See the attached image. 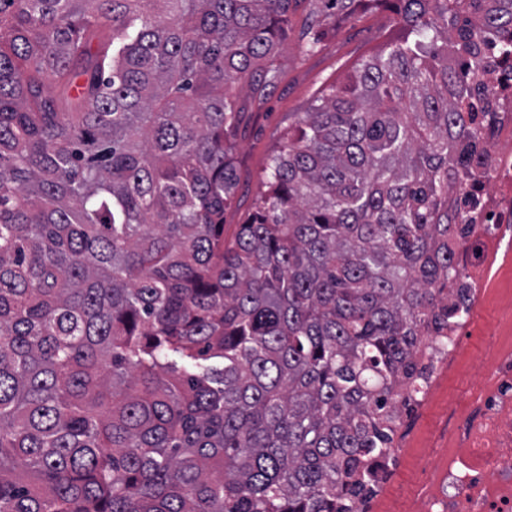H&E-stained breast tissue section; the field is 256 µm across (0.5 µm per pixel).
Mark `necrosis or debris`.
Listing matches in <instances>:
<instances>
[{"label": "necrosis or debris", "mask_w": 512, "mask_h": 512, "mask_svg": "<svg viewBox=\"0 0 512 512\" xmlns=\"http://www.w3.org/2000/svg\"><path fill=\"white\" fill-rule=\"evenodd\" d=\"M481 97L494 120L488 138V174L480 178L477 203L460 211L458 235L463 275L449 301L465 292L468 308L495 303L496 342L483 358L490 370L476 398L448 409L450 436L431 479L408 512H512V289L496 290L501 248L512 249V72L489 56ZM465 321L449 325L444 335L423 337L416 360L426 376L413 406L433 399L438 378L458 368Z\"/></svg>", "instance_id": "obj_1"}]
</instances>
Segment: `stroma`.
<instances>
[{"instance_id": "obj_1", "label": "stroma", "mask_w": 512, "mask_h": 512, "mask_svg": "<svg viewBox=\"0 0 512 512\" xmlns=\"http://www.w3.org/2000/svg\"><path fill=\"white\" fill-rule=\"evenodd\" d=\"M390 6L364 9L353 5L329 14L324 0H304L288 20L278 46L279 80L274 93L255 105L252 122L237 141L234 162L240 184L233 203L224 211V236L232 238L252 213L261 188L267 159L283 132L306 111L317 92L340 79L352 66L396 39L400 29ZM319 37L317 52L304 53L306 39ZM498 314L493 305L478 309L470 319L465 362L479 361L495 331ZM449 398H439L424 410L406 417L397 430L400 446L391 478L381 489L392 512H403L417 495L426 470L437 464L435 448L448 438Z\"/></svg>"}]
</instances>
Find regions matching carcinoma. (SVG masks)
Returning a JSON list of instances; mask_svg holds the SVG:
<instances>
[{"label": "carcinoma", "mask_w": 512, "mask_h": 512, "mask_svg": "<svg viewBox=\"0 0 512 512\" xmlns=\"http://www.w3.org/2000/svg\"><path fill=\"white\" fill-rule=\"evenodd\" d=\"M393 2L226 242L298 0H0V512H356L512 66V0Z\"/></svg>", "instance_id": "carcinoma-1"}]
</instances>
